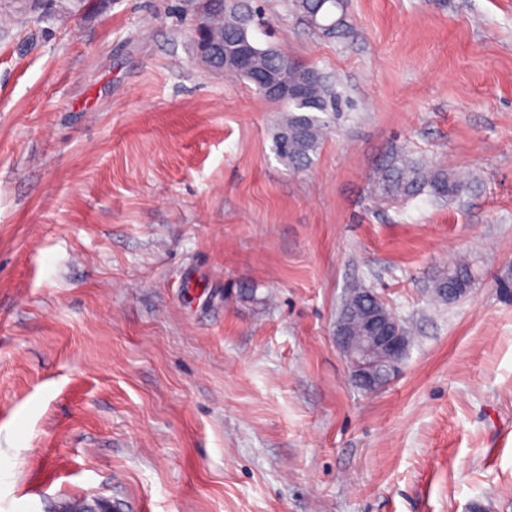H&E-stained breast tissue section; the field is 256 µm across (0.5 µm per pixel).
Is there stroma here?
I'll return each mask as SVG.
<instances>
[{
	"instance_id": "35a3bbf8",
	"label": "stroma",
	"mask_w": 512,
	"mask_h": 512,
	"mask_svg": "<svg viewBox=\"0 0 512 512\" xmlns=\"http://www.w3.org/2000/svg\"><path fill=\"white\" fill-rule=\"evenodd\" d=\"M245 2L340 95L308 169L193 0H0V512H512V0ZM392 149L470 192L376 201ZM354 281L412 336L372 394ZM292 8L327 35L347 27V0H291ZM449 272L443 273L433 281V290L437 298L447 301L443 295V288H449L448 296L450 298H461L466 295L471 288L474 287L475 279H472L465 288H453L455 282L461 280H469L472 278L473 272L470 266L466 263H458L452 268H449Z\"/></svg>"
}]
</instances>
